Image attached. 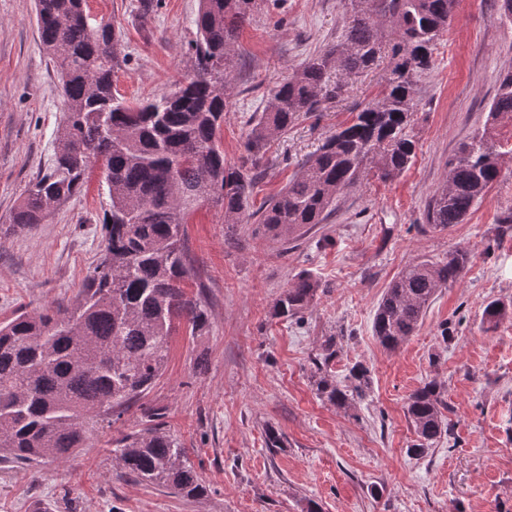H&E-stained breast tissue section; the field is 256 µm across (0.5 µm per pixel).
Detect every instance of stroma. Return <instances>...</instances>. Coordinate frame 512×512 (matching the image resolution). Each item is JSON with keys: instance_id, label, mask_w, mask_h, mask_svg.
I'll return each mask as SVG.
<instances>
[{"instance_id": "obj_1", "label": "stroma", "mask_w": 512, "mask_h": 512, "mask_svg": "<svg viewBox=\"0 0 512 512\" xmlns=\"http://www.w3.org/2000/svg\"><path fill=\"white\" fill-rule=\"evenodd\" d=\"M199 0H87L118 36L115 84L128 104L174 90L193 73ZM346 0H262L239 32L233 96L224 114V156L246 159L247 120L304 61L336 42ZM391 52L352 75L322 112L300 116L268 144L250 211L288 184L352 111L391 75ZM512 71V19L498 0H457L432 66L414 77L407 131L415 155L397 177L368 175L340 193L325 223L281 245L254 224L228 229L220 207L203 205L186 226L209 327L171 339L167 368L110 428L68 458L26 469L0 466V512H512V320L483 322L485 305L512 301V122L502 121L503 173L464 223L445 230L426 209L459 145L481 131L502 74ZM65 117L57 70L43 50L35 0H0V225L30 179L53 160ZM109 198L99 174L81 195L30 231L0 233V320L74 299L99 261ZM462 249L470 262L439 289L420 326L394 351L372 323L388 284L416 260ZM310 273L321 288L301 314L279 318L287 282ZM336 356L322 364L327 343ZM367 368L361 398L340 408L319 396L323 375L346 383ZM447 387L442 435L429 453L416 438L410 394L429 380ZM181 442L207 488L187 499L125 475L109 442L146 427L143 408ZM281 436L270 447L268 429Z\"/></svg>"}]
</instances>
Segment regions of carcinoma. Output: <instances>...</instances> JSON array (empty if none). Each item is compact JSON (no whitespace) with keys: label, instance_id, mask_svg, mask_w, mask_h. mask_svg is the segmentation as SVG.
Masks as SVG:
<instances>
[{"label":"carcinoma","instance_id":"cac0c4a2","mask_svg":"<svg viewBox=\"0 0 512 512\" xmlns=\"http://www.w3.org/2000/svg\"><path fill=\"white\" fill-rule=\"evenodd\" d=\"M456 0H350V20L339 40L312 57L271 90L263 111L250 117L244 144L250 165L224 160L220 141L231 101L228 77L234 45L258 0H200L195 19L194 75L172 92L136 105L113 87L116 34L97 21L85 0H36L44 51L62 82L65 118L50 168L27 184L11 228L43 223L52 204L79 194L100 159L110 200L102 222L103 249L72 301L46 304L0 322V463L40 464L67 457L85 445L88 425L112 424L162 376L177 326L201 336L208 326L203 301L186 288L197 280L185 246L187 220L212 202L224 223L247 224L249 198L259 164L273 136L302 114L343 91L345 78L373 66L384 32L374 16L388 18L392 77L372 103L329 135L313 158L268 200L256 230L283 244L299 240L335 210L336 196L359 186L374 169L382 179L411 162L415 143L407 131L414 108L412 75L430 68L435 42L448 26ZM512 119V71L499 80L486 126ZM501 145L488 132L460 144L448 177L428 203L427 223L439 229L461 224L502 172ZM470 261L455 250L439 262L405 266L385 290L373 334L394 350L413 335L439 288L459 278ZM319 282L309 273L288 283L275 308L292 317L315 298ZM512 314L489 302L488 327ZM319 394L339 406L348 394L320 378ZM445 384L433 379L406 403L416 439L409 451L424 456L447 432L442 409ZM112 461L148 483L187 498L206 492L179 440L159 423L114 442Z\"/></svg>","mask_w":512,"mask_h":512}]
</instances>
